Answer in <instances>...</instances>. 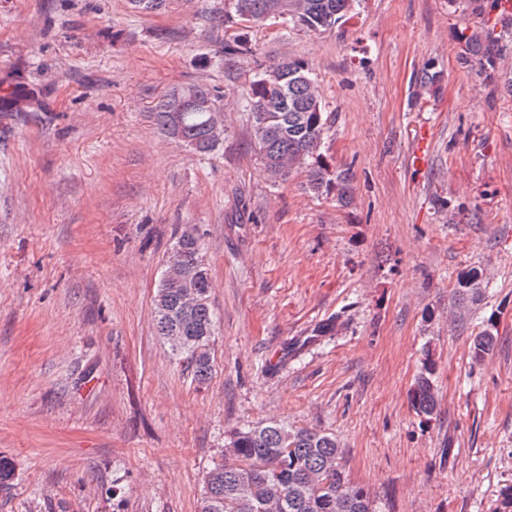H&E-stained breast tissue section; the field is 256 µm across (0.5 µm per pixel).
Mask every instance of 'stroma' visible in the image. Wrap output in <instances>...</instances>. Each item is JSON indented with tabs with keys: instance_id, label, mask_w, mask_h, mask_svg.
<instances>
[{
	"instance_id": "1",
	"label": "stroma",
	"mask_w": 512,
	"mask_h": 512,
	"mask_svg": "<svg viewBox=\"0 0 512 512\" xmlns=\"http://www.w3.org/2000/svg\"><path fill=\"white\" fill-rule=\"evenodd\" d=\"M231 0H0V512H198L231 434L284 421L334 435L376 512H500L512 486V93L462 66L504 33L495 0H357L325 32L249 23ZM304 61L327 124L328 179L276 182L251 137L255 77ZM440 72L426 87V73ZM218 95L224 138L199 155L156 131L175 86ZM423 164H415L420 138ZM197 229L218 317L197 383L157 335L153 301ZM483 271L477 299L459 275ZM333 323L328 335L323 324ZM492 331L481 361L472 341ZM432 356L438 403L411 393Z\"/></svg>"
}]
</instances>
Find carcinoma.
I'll use <instances>...</instances> for the list:
<instances>
[{
  "label": "carcinoma",
  "instance_id": "cac0c4a2",
  "mask_svg": "<svg viewBox=\"0 0 512 512\" xmlns=\"http://www.w3.org/2000/svg\"><path fill=\"white\" fill-rule=\"evenodd\" d=\"M353 0H233L224 14L228 27L242 22L249 13L258 21L270 16H288V22L320 32L353 19ZM499 42L490 32H475L467 43L464 60H478L490 82L503 80L512 93V76L502 77L496 62ZM253 53L248 33L241 31L224 45V54L245 57ZM193 98L219 105L205 85L174 87L157 102L154 112L159 134L192 144L199 154L221 143L208 124L209 111L186 109ZM324 109L307 65L285 59L251 85V133L262 161L274 180H284L294 170L305 173L309 187L320 192L337 189L341 202H348L347 179L326 178L320 153L326 122ZM183 257V275L178 281L161 279L154 300V321L159 336L171 353L182 360L197 382L212 373L209 344L216 330V315L209 299L210 281L203 247L196 228L186 225L175 242ZM482 284L480 271L469 270L458 278L455 293L474 298ZM494 345L492 332L474 337L472 353L482 359ZM435 362L426 355L423 370L415 380L411 403L420 416L430 417L437 406L433 375ZM224 460L214 465L205 480L201 512H373L368 492L350 484L336 438L304 428L270 421L241 429L231 439Z\"/></svg>",
  "mask_w": 512,
  "mask_h": 512
}]
</instances>
